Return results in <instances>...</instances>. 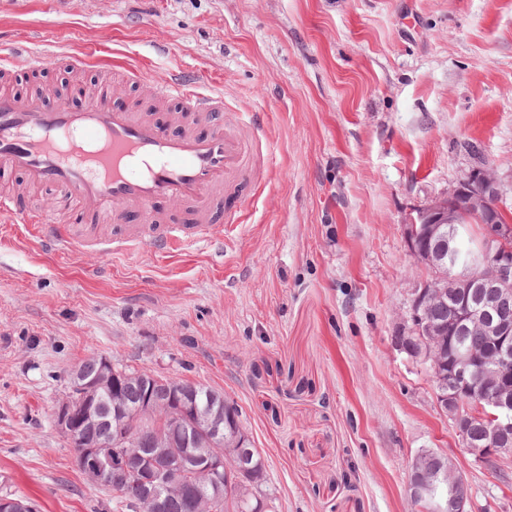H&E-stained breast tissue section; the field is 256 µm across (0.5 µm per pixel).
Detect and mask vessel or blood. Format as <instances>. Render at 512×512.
<instances>
[{
    "mask_svg": "<svg viewBox=\"0 0 512 512\" xmlns=\"http://www.w3.org/2000/svg\"><path fill=\"white\" fill-rule=\"evenodd\" d=\"M9 57L0 58V182L23 175L29 187L57 193L75 203L79 221L0 197V215L23 225L46 251L64 255L100 247L119 255L148 247L161 255L216 244L224 218L212 212L217 191L251 199L259 179L258 145L240 133L237 114H225L223 96L199 75L185 71L153 83L160 102L177 106L176 134H165L151 116L114 108L104 94L72 110L66 100L45 109L37 99L5 89ZM211 127L199 135L200 125ZM168 198L191 205V223L165 221L151 205ZM143 213L139 224L105 234L101 224L120 219V207Z\"/></svg>",
    "mask_w": 512,
    "mask_h": 512,
    "instance_id": "1",
    "label": "vessel or blood"
}]
</instances>
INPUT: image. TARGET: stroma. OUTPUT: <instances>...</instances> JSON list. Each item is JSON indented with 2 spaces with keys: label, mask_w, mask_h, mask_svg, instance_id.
I'll return each mask as SVG.
<instances>
[{
  "label": "stroma",
  "mask_w": 512,
  "mask_h": 512,
  "mask_svg": "<svg viewBox=\"0 0 512 512\" xmlns=\"http://www.w3.org/2000/svg\"><path fill=\"white\" fill-rule=\"evenodd\" d=\"M13 91L85 109L125 67L186 69L270 147L222 249L58 257L0 223V495L129 512L72 461L54 412L83 360L223 393L275 512H414L409 464L449 458L475 512H512V459L475 462L394 346L426 273L408 213L488 168L512 210V0H0ZM91 58L86 69L61 56Z\"/></svg>",
  "instance_id": "1"
}]
</instances>
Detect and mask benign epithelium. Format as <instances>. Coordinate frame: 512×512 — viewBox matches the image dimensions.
Listing matches in <instances>:
<instances>
[{"label": "benign epithelium", "instance_id": "obj_1", "mask_svg": "<svg viewBox=\"0 0 512 512\" xmlns=\"http://www.w3.org/2000/svg\"><path fill=\"white\" fill-rule=\"evenodd\" d=\"M500 194L496 174L479 169L453 184L442 196L410 215L405 227L411 256L437 271V285L414 289L407 317L408 335L397 339L396 347L410 359L423 364L435 381L436 402L452 421L463 450L477 462L512 457V447L493 448L486 437L475 438L470 424L481 420L489 436L505 439L512 434V379L504 367L512 363V323L496 318L497 311L512 304V222L498 214ZM471 214L486 218L479 258L471 269L458 271L453 262L436 258L429 248L435 237H445L458 216ZM453 297L456 317L448 325H432L427 309ZM462 325L484 329L491 347L482 356L457 351L447 357L451 336ZM100 376L89 377L81 368L70 373L67 395L55 410V422L68 441L74 442L78 469L99 478L124 480L139 472L148 474L147 502L161 512L163 494L174 484L188 495V501L220 502L224 512H273L270 499L255 495L256 505L244 508L248 493L259 487L260 478L250 465L251 437L233 409L224 402L200 406L190 388L173 386L168 399L159 402L153 390L157 376L140 370L143 399L129 409L121 394L122 382L131 374L107 357L97 358ZM112 388V433L101 442L81 438L84 431L100 422L98 392ZM153 431L154 454L140 452L137 430ZM184 452L167 463H159L168 449ZM432 453L420 450L406 485L411 501H425L429 512H460L454 496L437 492L422 471L419 461Z\"/></svg>", "mask_w": 512, "mask_h": 512}]
</instances>
